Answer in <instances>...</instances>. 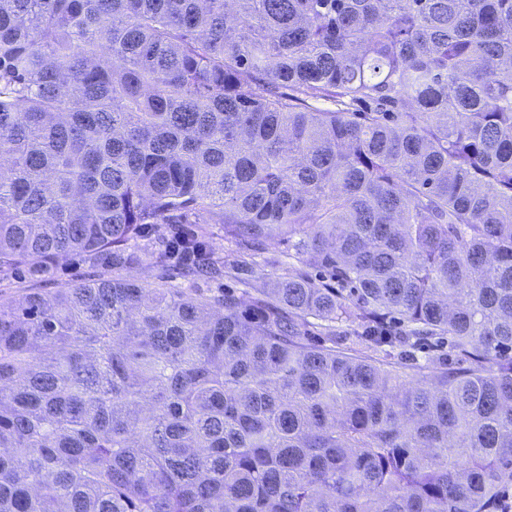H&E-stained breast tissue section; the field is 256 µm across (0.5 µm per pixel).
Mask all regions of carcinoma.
I'll return each instance as SVG.
<instances>
[{
	"label": "carcinoma",
	"instance_id": "carcinoma-1",
	"mask_svg": "<svg viewBox=\"0 0 512 512\" xmlns=\"http://www.w3.org/2000/svg\"><path fill=\"white\" fill-rule=\"evenodd\" d=\"M159 224L336 287L111 275ZM63 257L0 302V512H505L512 0H0V272ZM209 234L207 242L216 255L226 260L224 275L213 278H194L174 273H161L149 266L146 254L151 246L158 240L163 232L162 226H151L150 230L140 238L141 262L138 265L120 271L122 276L135 278L141 282L158 286L185 288L187 292L201 297L221 296L227 292H234L243 301L249 303L252 297L259 295L265 288H273V282L280 277L288 276L292 270H302L313 277L317 274L328 275L321 269L312 267L306 258L295 254L292 250L288 256V241L270 243L263 250L253 253L248 261L253 267L252 271H242L240 274L228 272L230 264L236 258L237 246L224 240V227L222 224H208ZM90 269L87 268H73L71 263L67 260H61L58 266V281H46L41 284L40 288H43L46 292L54 291V288L59 286V283L72 281L74 279L85 277L89 274ZM428 356L427 348H407V352L402 355L400 371L406 379H418L424 374H428L431 369L425 368L426 357Z\"/></svg>",
	"mask_w": 512,
	"mask_h": 512
}]
</instances>
